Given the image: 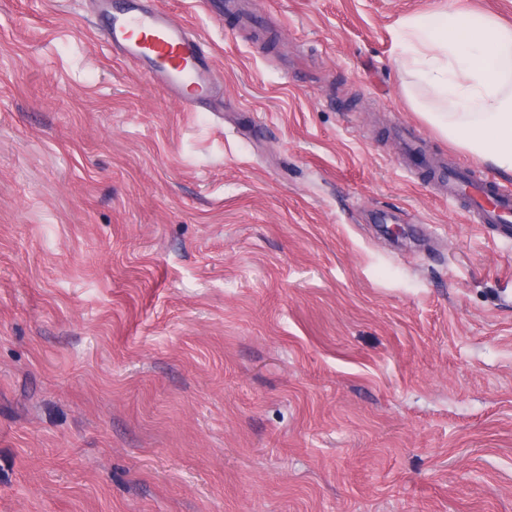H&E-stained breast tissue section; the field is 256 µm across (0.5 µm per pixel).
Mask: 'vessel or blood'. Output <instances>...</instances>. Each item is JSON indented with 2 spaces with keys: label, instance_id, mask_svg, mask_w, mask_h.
<instances>
[{
  "label": "vessel or blood",
  "instance_id": "1",
  "mask_svg": "<svg viewBox=\"0 0 512 512\" xmlns=\"http://www.w3.org/2000/svg\"><path fill=\"white\" fill-rule=\"evenodd\" d=\"M100 33L117 57L148 72L167 93L178 98L183 111L203 103L214 111L224 109L222 100L193 96L188 89L204 80L211 66L202 41L191 29L172 23L166 10L143 6L141 0H123L101 16ZM449 196L466 198L471 221L495 225L500 236H512V192L486 180H471L466 170L449 168L442 173Z\"/></svg>",
  "mask_w": 512,
  "mask_h": 512
}]
</instances>
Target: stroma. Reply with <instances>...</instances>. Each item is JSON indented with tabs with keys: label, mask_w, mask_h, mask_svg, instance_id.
<instances>
[{
	"label": "stroma",
	"mask_w": 512,
	"mask_h": 512,
	"mask_svg": "<svg viewBox=\"0 0 512 512\" xmlns=\"http://www.w3.org/2000/svg\"><path fill=\"white\" fill-rule=\"evenodd\" d=\"M150 2L223 111L0 0V512H512V238L395 139L512 189L398 64L512 0Z\"/></svg>",
	"instance_id": "35a3bbf8"
}]
</instances>
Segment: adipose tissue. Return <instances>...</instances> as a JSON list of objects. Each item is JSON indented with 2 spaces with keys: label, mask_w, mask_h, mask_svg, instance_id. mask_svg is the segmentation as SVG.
I'll use <instances>...</instances> for the list:
<instances>
[{
  "label": "adipose tissue",
  "mask_w": 512,
  "mask_h": 512,
  "mask_svg": "<svg viewBox=\"0 0 512 512\" xmlns=\"http://www.w3.org/2000/svg\"><path fill=\"white\" fill-rule=\"evenodd\" d=\"M410 71L430 89V121L461 149L512 174V26L451 8L404 25Z\"/></svg>",
  "instance_id": "ef3b65f1"
}]
</instances>
